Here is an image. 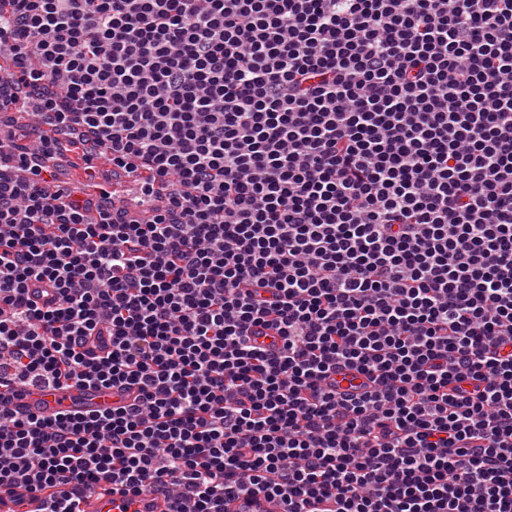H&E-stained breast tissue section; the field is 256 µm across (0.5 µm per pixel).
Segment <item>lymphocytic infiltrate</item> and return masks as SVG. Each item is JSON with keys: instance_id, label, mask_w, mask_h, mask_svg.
Listing matches in <instances>:
<instances>
[{"instance_id": "lymphocytic-infiltrate-1", "label": "lymphocytic infiltrate", "mask_w": 512, "mask_h": 512, "mask_svg": "<svg viewBox=\"0 0 512 512\" xmlns=\"http://www.w3.org/2000/svg\"><path fill=\"white\" fill-rule=\"evenodd\" d=\"M0 53V384L137 391L0 399V489L512 512V0H0ZM0 396L10 402L17 417L26 418L37 415L52 418L57 413H86L98 409H109L112 405L123 403L128 392L120 387L87 388L71 386L62 389H42L29 386L25 390L0 389Z\"/></svg>"}]
</instances>
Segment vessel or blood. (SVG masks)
I'll return each instance as SVG.
<instances>
[{"mask_svg": "<svg viewBox=\"0 0 512 512\" xmlns=\"http://www.w3.org/2000/svg\"><path fill=\"white\" fill-rule=\"evenodd\" d=\"M0 397L9 401L17 417L37 415L51 418L62 411L86 413L108 409L125 402L128 393L120 387L98 389L71 386L62 389H42L30 386L22 391L1 388ZM82 508L84 512H171V504L165 499L153 496L132 499L118 493L91 496L83 503Z\"/></svg>", "mask_w": 512, "mask_h": 512, "instance_id": "1", "label": "vessel or blood"}]
</instances>
